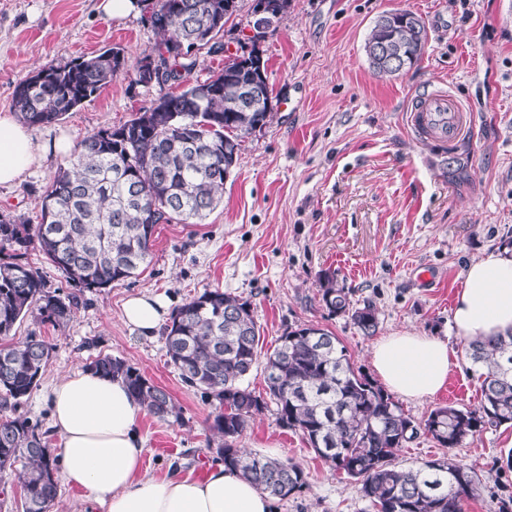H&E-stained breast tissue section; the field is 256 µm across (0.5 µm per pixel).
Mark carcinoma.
Returning <instances> with one entry per match:
<instances>
[{
  "mask_svg": "<svg viewBox=\"0 0 512 512\" xmlns=\"http://www.w3.org/2000/svg\"><path fill=\"white\" fill-rule=\"evenodd\" d=\"M238 0H153L144 20L158 36L154 52L127 68L124 49L109 47L64 66H48L21 82L12 106L30 127L59 121L96 97L118 76L159 94L150 107L118 128L80 139L70 166L59 170L42 197L41 223L0 215V472L22 468L23 512H50L58 494V457L40 422L17 413L51 359L53 346L32 332L9 343L17 323L64 326L85 291H101L138 276L151 255L157 224H198L221 202L236 163L239 139L273 116L267 62L261 50L224 59L203 81L187 83L196 51L209 45L216 19L231 17ZM427 43L424 23L406 10L375 20L365 40L370 65L394 75L411 68ZM255 91L238 106L241 88ZM36 245L75 291L49 290L43 275L21 261ZM323 307L348 318L365 337L379 314L370 300L358 304L336 273L319 274ZM170 363L183 381L215 403L211 429L218 461L271 498L286 500L307 486L303 468L288 459L237 446L254 418L275 408L278 423L298 430L330 466L356 480L374 512H464L479 495L474 471L440 457L402 467L401 448L420 433L443 448H457L486 425L512 426V334L468 344L483 370L481 401L473 409L437 407L417 419L383 388L356 370L330 331L290 328L267 357L265 394L244 380L258 357L260 332L251 304L218 289L204 290L177 308L165 327ZM89 368L119 378L154 417L179 422L170 393L127 361L103 356Z\"/></svg>",
  "mask_w": 512,
  "mask_h": 512,
  "instance_id": "cac0c4a2",
  "label": "carcinoma"
}]
</instances>
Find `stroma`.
<instances>
[{
	"label": "stroma",
	"mask_w": 512,
	"mask_h": 512,
	"mask_svg": "<svg viewBox=\"0 0 512 512\" xmlns=\"http://www.w3.org/2000/svg\"><path fill=\"white\" fill-rule=\"evenodd\" d=\"M99 0H0V111L12 109L15 86L45 66L124 48L128 62L151 53L155 32L142 12L108 20ZM424 21L428 41L417 63L396 75L373 71L364 43L387 10ZM273 92V116L242 138L224 199L201 223L155 225L149 264L136 277L86 292L66 327L32 320L31 330L54 347L39 386L21 410L48 424L46 394L62 374L99 356L122 358L164 387L182 420L147 415L139 429L145 468L161 478L180 470L201 475L216 461L213 406L186 386L168 362L162 337L150 340L122 318L132 295L149 293L177 309L207 289L248 300L260 328L259 352H269L291 327L315 325L344 345L355 366L371 372L374 339L344 317L329 316L318 277L336 272L354 299L378 309V336L415 330L447 339L459 366L446 387L423 401H402L420 418L432 409L478 406L481 370L465 340L451 330V311L468 263L512 238V0H291L261 43ZM458 95L477 125L457 150L464 179L448 172V149L419 139L406 122L415 96L428 87ZM152 94L120 77L60 121L33 128L41 140H72L116 128L149 107ZM65 156H48L20 183L0 188V213L41 221L46 187ZM249 451L302 466L308 485L273 501V512H373L356 481L337 473L301 432L281 427L273 411L239 438ZM512 427L488 426L462 447L445 449L422 434L398 455L403 466L450 455L471 468L480 494L464 512H498L512 498Z\"/></svg>",
	"instance_id": "1"
}]
</instances>
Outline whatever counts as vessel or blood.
<instances>
[{
  "label": "vessel or blood",
  "mask_w": 512,
  "mask_h": 512,
  "mask_svg": "<svg viewBox=\"0 0 512 512\" xmlns=\"http://www.w3.org/2000/svg\"><path fill=\"white\" fill-rule=\"evenodd\" d=\"M407 122L417 135L452 147L474 127L475 113L455 94L433 88L414 98Z\"/></svg>",
  "instance_id": "b4317fda"
}]
</instances>
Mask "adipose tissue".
I'll return each instance as SVG.
<instances>
[{
	"mask_svg": "<svg viewBox=\"0 0 512 512\" xmlns=\"http://www.w3.org/2000/svg\"><path fill=\"white\" fill-rule=\"evenodd\" d=\"M72 147L68 138L37 139L14 113L1 112L0 187L13 186L48 155H66ZM166 312L162 299L145 293L122 307L123 319L146 339ZM452 328L469 341L512 333V250H488L469 263ZM370 362L390 392L422 401L446 386L459 357L441 337L405 330L377 341ZM47 399L59 438L60 479L82 492L70 512H271L267 494L220 464L199 477H149L138 430L146 410L122 381L88 369L71 371L52 383Z\"/></svg>",
	"mask_w": 512,
	"mask_h": 512,
	"instance_id": "adipose-tissue-1",
	"label": "adipose tissue"
}]
</instances>
